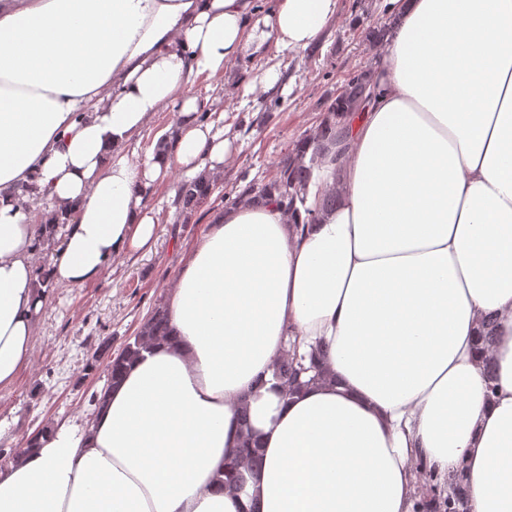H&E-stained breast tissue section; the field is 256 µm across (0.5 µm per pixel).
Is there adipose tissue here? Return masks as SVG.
<instances>
[{"mask_svg":"<svg viewBox=\"0 0 512 512\" xmlns=\"http://www.w3.org/2000/svg\"><path fill=\"white\" fill-rule=\"evenodd\" d=\"M385 2L380 90L314 171L316 222L215 214L170 286L169 339L90 422L0 467V512H414L420 459L463 473L468 512H512V0ZM336 6L0 0V391L31 360L48 284L151 241L145 194L172 166L223 168L231 141L198 120L196 79L271 37L308 48ZM167 105L172 142L131 157ZM46 204L68 218L56 246ZM319 342L330 381L281 396L275 360ZM242 400L263 465L229 491Z\"/></svg>","mask_w":512,"mask_h":512,"instance_id":"obj_1","label":"adipose tissue"}]
</instances>
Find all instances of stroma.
Masks as SVG:
<instances>
[{"mask_svg":"<svg viewBox=\"0 0 512 512\" xmlns=\"http://www.w3.org/2000/svg\"><path fill=\"white\" fill-rule=\"evenodd\" d=\"M383 15L380 0H337L317 44L305 50L270 46L266 59L240 57L224 74L200 77L190 92L208 122L226 129L234 151L215 173L210 200L183 223L177 188L188 175L173 168L147 198L157 232L150 245L116 260L107 276L83 286L50 289L33 336V355L10 390L0 392V453L24 447L42 429L90 421L94 394L106 383V363L134 336L151 309L167 300L184 256L215 213L254 178H272L289 144L312 130L327 99L352 70L380 66L384 50L365 29ZM274 91L250 92L268 68Z\"/></svg>","mask_w":512,"mask_h":512,"instance_id":"obj_1","label":"stroma"}]
</instances>
